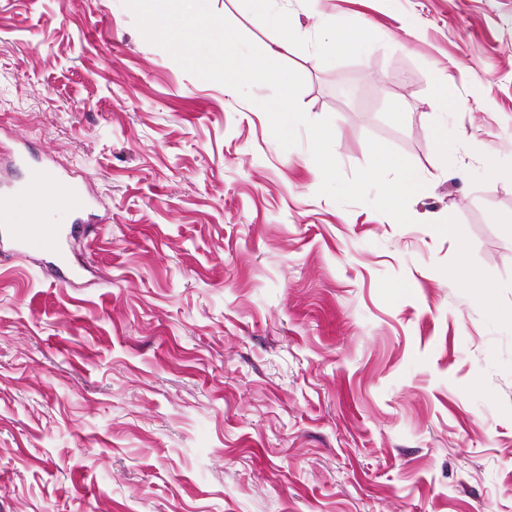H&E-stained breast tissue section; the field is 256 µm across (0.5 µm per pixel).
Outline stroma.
<instances>
[{
    "label": "stroma",
    "mask_w": 512,
    "mask_h": 512,
    "mask_svg": "<svg viewBox=\"0 0 512 512\" xmlns=\"http://www.w3.org/2000/svg\"><path fill=\"white\" fill-rule=\"evenodd\" d=\"M288 8L306 38L376 35L282 62L344 175L371 137L413 163L412 225L319 195L268 87L186 73L123 0H0V147L22 134L102 219L75 286L39 249L0 262V512H512V180L486 166L512 167V0Z\"/></svg>",
    "instance_id": "1"
}]
</instances>
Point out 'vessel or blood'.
Returning a JSON list of instances; mask_svg holds the SVG:
<instances>
[{
    "mask_svg": "<svg viewBox=\"0 0 512 512\" xmlns=\"http://www.w3.org/2000/svg\"><path fill=\"white\" fill-rule=\"evenodd\" d=\"M21 184L0 189V255L22 251L33 245H49L51 252L44 262L46 271L60 286L67 287L81 275L61 248L64 239L80 234L91 236L97 229L95 206L83 187L62 174H49L45 164L34 162L24 166ZM54 182V199L65 210L67 220L62 224H18L13 220L17 195H25L29 205L42 207L44 187Z\"/></svg>",
    "mask_w": 512,
    "mask_h": 512,
    "instance_id": "b4317fda",
    "label": "vessel or blood"
}]
</instances>
